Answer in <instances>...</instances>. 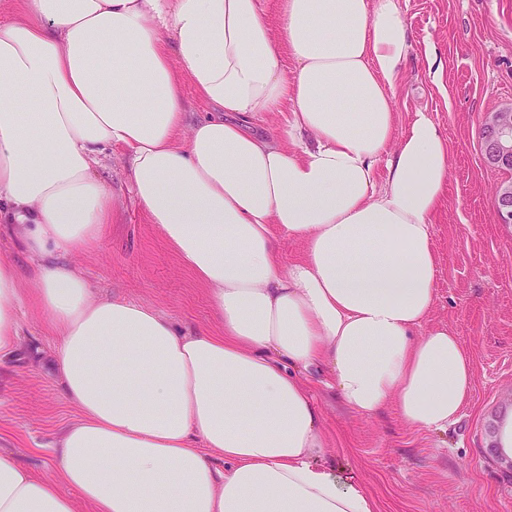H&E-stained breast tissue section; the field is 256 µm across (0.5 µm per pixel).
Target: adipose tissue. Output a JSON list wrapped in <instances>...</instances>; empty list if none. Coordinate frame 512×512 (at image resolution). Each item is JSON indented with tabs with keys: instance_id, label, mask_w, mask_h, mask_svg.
<instances>
[{
	"instance_id": "ef3b65f1",
	"label": "adipose tissue",
	"mask_w": 512,
	"mask_h": 512,
	"mask_svg": "<svg viewBox=\"0 0 512 512\" xmlns=\"http://www.w3.org/2000/svg\"><path fill=\"white\" fill-rule=\"evenodd\" d=\"M22 4L0 24V221L41 261L49 366L79 417L53 475L0 455V512H378L326 460L304 373L324 368L360 415L392 405L433 432L458 420L473 378L452 331L421 330L448 141L424 112L397 130L400 0H279V36L265 0ZM187 82L208 117L190 120ZM117 145L220 334L95 296L50 262L110 223L93 166ZM284 234L301 261L284 263ZM23 301L1 261L0 355L21 341Z\"/></svg>"
}]
</instances>
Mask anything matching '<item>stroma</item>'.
I'll list each match as a JSON object with an SVG mask.
<instances>
[{
    "instance_id": "35a3bbf8",
    "label": "stroma",
    "mask_w": 512,
    "mask_h": 512,
    "mask_svg": "<svg viewBox=\"0 0 512 512\" xmlns=\"http://www.w3.org/2000/svg\"><path fill=\"white\" fill-rule=\"evenodd\" d=\"M410 52L395 110L398 132L430 113L449 148V176L433 215L435 301L424 330L448 327L472 361L473 382L447 433L411 428L394 407L365 417L317 380L309 386L333 461L377 501L379 512H512V468L489 459L490 428L512 414V224L499 223L493 189L512 171L486 164L480 131L512 108V0H401ZM118 198L116 223L63 258L96 295H120L167 314L185 330H215L205 287L169 250L131 198L126 159L113 148L96 168ZM18 270L26 297L24 344L0 358V454L50 474L48 448L78 416L48 363L55 338L34 297L35 269L0 235V261Z\"/></svg>"
}]
</instances>
